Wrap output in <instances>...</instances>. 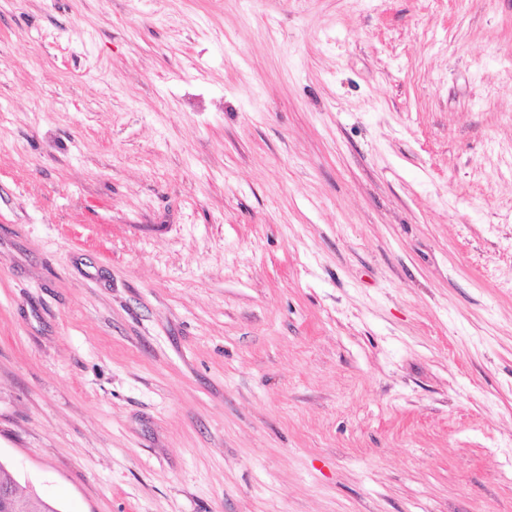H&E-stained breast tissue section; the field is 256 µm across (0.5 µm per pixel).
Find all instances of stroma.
Instances as JSON below:
<instances>
[{
    "label": "stroma",
    "mask_w": 512,
    "mask_h": 512,
    "mask_svg": "<svg viewBox=\"0 0 512 512\" xmlns=\"http://www.w3.org/2000/svg\"><path fill=\"white\" fill-rule=\"evenodd\" d=\"M0 461L512 512V0H0Z\"/></svg>",
    "instance_id": "stroma-1"
}]
</instances>
